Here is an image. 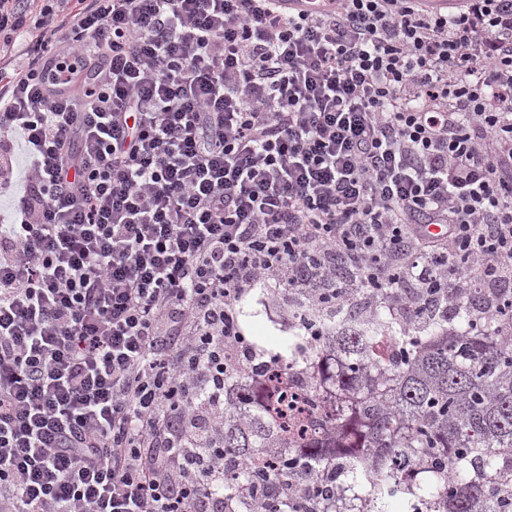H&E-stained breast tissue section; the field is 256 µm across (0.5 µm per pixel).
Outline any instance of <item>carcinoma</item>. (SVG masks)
<instances>
[{
  "mask_svg": "<svg viewBox=\"0 0 512 512\" xmlns=\"http://www.w3.org/2000/svg\"><path fill=\"white\" fill-rule=\"evenodd\" d=\"M374 308L359 324L343 307L322 336L288 337L285 354L247 359L224 375V498L239 512H285V488L319 479L318 512H386L389 499L423 494L440 512H512V338L466 295L419 313ZM294 360L313 389L336 393L301 445L268 416L254 365Z\"/></svg>",
  "mask_w": 512,
  "mask_h": 512,
  "instance_id": "carcinoma-1",
  "label": "carcinoma"
}]
</instances>
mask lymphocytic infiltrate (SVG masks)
Wrapping results in <instances>:
<instances>
[{
  "mask_svg": "<svg viewBox=\"0 0 512 512\" xmlns=\"http://www.w3.org/2000/svg\"><path fill=\"white\" fill-rule=\"evenodd\" d=\"M0 199V512H224L245 294L512 297V0H0Z\"/></svg>",
  "mask_w": 512,
  "mask_h": 512,
  "instance_id": "obj_1",
  "label": "lymphocytic infiltrate"
}]
</instances>
